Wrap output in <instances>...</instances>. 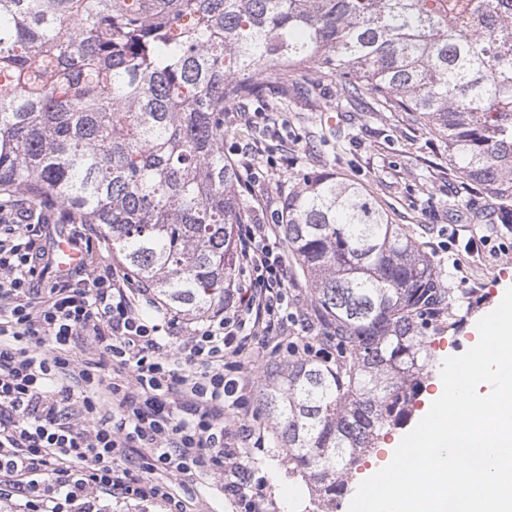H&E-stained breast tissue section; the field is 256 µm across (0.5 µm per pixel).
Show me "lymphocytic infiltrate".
Here are the masks:
<instances>
[{"instance_id": "1", "label": "lymphocytic infiltrate", "mask_w": 512, "mask_h": 512, "mask_svg": "<svg viewBox=\"0 0 512 512\" xmlns=\"http://www.w3.org/2000/svg\"><path fill=\"white\" fill-rule=\"evenodd\" d=\"M51 219L25 200L0 205V499L10 512H109L106 501L160 502L186 512L171 485L216 476L254 512L241 447L253 344L297 351L300 322L277 228L237 231L238 296L188 326L142 315L125 279L77 267L56 274L34 230ZM87 339L124 371L107 383L76 352ZM135 457L136 467L122 466Z\"/></svg>"}]
</instances>
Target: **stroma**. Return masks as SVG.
I'll return each mask as SVG.
<instances>
[{"label":"stroma","instance_id":"obj_1","mask_svg":"<svg viewBox=\"0 0 512 512\" xmlns=\"http://www.w3.org/2000/svg\"><path fill=\"white\" fill-rule=\"evenodd\" d=\"M292 81L316 85L315 99L295 100L288 111L273 114L248 103L244 115L224 120L225 158L246 160L264 174L251 203L279 206L284 195L301 186L303 175L313 172L361 187L431 254L445 287L461 285L474 292L476 302L458 329L449 330L443 318L427 331L436 361L465 353L474 343L478 320L498 306L500 288L512 286V230L498 223L487 195L449 170L448 151L427 126L400 112L378 111L367 91L357 105H348L339 97L337 79L301 70ZM331 115L336 125L328 124ZM57 230L91 239L96 273L126 275L98 225L61 224ZM256 426L261 444L248 448L247 468L261 496L260 512H308L303 485L289 478L271 423L263 416ZM172 492L185 501L187 512H244L218 478L176 482Z\"/></svg>","mask_w":512,"mask_h":512}]
</instances>
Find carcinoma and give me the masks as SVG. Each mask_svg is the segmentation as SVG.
<instances>
[{
  "label": "carcinoma",
  "mask_w": 512,
  "mask_h": 512,
  "mask_svg": "<svg viewBox=\"0 0 512 512\" xmlns=\"http://www.w3.org/2000/svg\"><path fill=\"white\" fill-rule=\"evenodd\" d=\"M0 0V197L98 224L127 270L187 315L224 306L234 226L255 219L224 159V113L309 99L310 70L422 121L448 164L512 224V10L500 0ZM282 234L314 298L317 345L259 405L313 512H336L360 462L412 416L426 330L459 297L401 224L352 183L308 175Z\"/></svg>",
  "instance_id": "cac0c4a2"
}]
</instances>
